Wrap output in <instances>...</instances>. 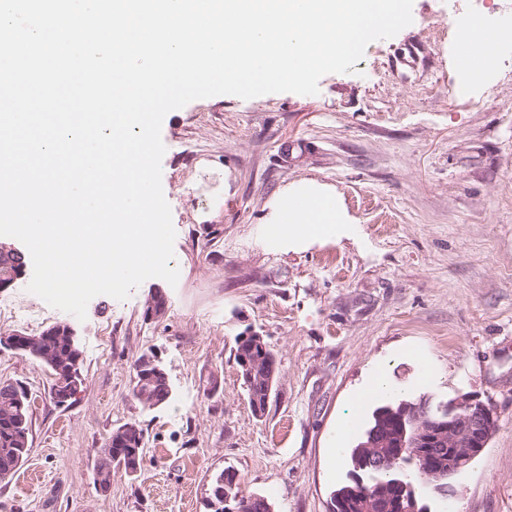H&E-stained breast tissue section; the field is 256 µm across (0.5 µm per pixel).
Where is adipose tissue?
<instances>
[{
  "mask_svg": "<svg viewBox=\"0 0 512 512\" xmlns=\"http://www.w3.org/2000/svg\"><path fill=\"white\" fill-rule=\"evenodd\" d=\"M285 230L296 241L342 237L351 230L339 212L334 196L312 191L292 198L289 224Z\"/></svg>",
  "mask_w": 512,
  "mask_h": 512,
  "instance_id": "obj_1",
  "label": "adipose tissue"
}]
</instances>
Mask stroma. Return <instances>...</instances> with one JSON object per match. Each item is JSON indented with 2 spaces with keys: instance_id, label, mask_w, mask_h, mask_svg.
Returning a JSON list of instances; mask_svg holds the SVG:
<instances>
[{
  "instance_id": "1",
  "label": "stroma",
  "mask_w": 512,
  "mask_h": 512,
  "mask_svg": "<svg viewBox=\"0 0 512 512\" xmlns=\"http://www.w3.org/2000/svg\"><path fill=\"white\" fill-rule=\"evenodd\" d=\"M502 0H413L412 23L369 43L314 95H219L168 113L162 189L176 230L177 285L154 277L85 319L28 279L0 289V334L70 324L85 383L60 406L38 361L0 352V382L33 396L31 450L0 481V512H212V479L237 474L272 512H328L349 480L329 439L373 371L408 399L467 394L498 421L479 458L427 495L428 512H512V46L459 92L463 17ZM335 194L353 235L269 236L286 191ZM166 313L151 321L155 289ZM265 337L278 372L263 417L248 405L235 337ZM157 357L164 405L133 396L134 362ZM221 385L211 390L208 379ZM144 431L136 476L95 479L117 427Z\"/></svg>"
}]
</instances>
